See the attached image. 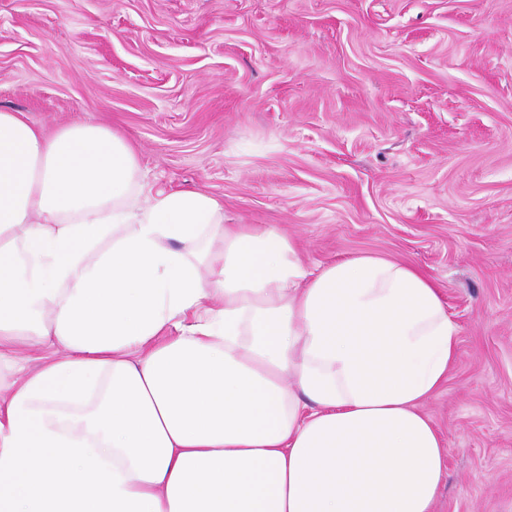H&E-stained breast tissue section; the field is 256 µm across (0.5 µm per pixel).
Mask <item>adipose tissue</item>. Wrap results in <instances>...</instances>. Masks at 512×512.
<instances>
[{
  "mask_svg": "<svg viewBox=\"0 0 512 512\" xmlns=\"http://www.w3.org/2000/svg\"><path fill=\"white\" fill-rule=\"evenodd\" d=\"M143 187L112 129L0 110V368L62 351L0 396V512H433L434 279Z\"/></svg>",
  "mask_w": 512,
  "mask_h": 512,
  "instance_id": "ef3b65f1",
  "label": "adipose tissue"
}]
</instances>
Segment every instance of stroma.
Wrapping results in <instances>:
<instances>
[{"label":"stroma","instance_id":"obj_1","mask_svg":"<svg viewBox=\"0 0 512 512\" xmlns=\"http://www.w3.org/2000/svg\"><path fill=\"white\" fill-rule=\"evenodd\" d=\"M0 109L111 128L308 268L431 274L459 326L435 512H512V0H0Z\"/></svg>","mask_w":512,"mask_h":512}]
</instances>
